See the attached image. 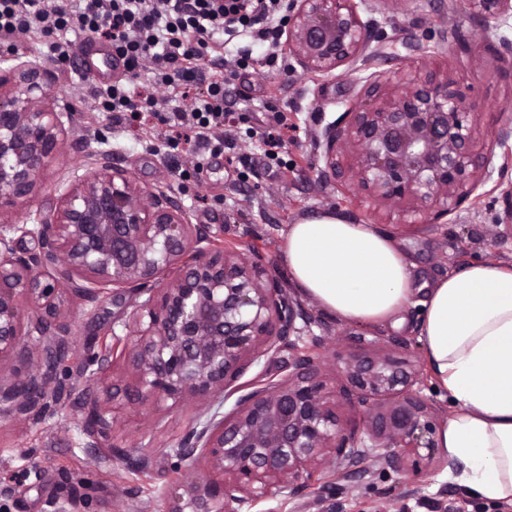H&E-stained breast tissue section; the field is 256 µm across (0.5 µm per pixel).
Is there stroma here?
<instances>
[{"mask_svg": "<svg viewBox=\"0 0 512 512\" xmlns=\"http://www.w3.org/2000/svg\"><path fill=\"white\" fill-rule=\"evenodd\" d=\"M434 11H414L411 0H400L393 10H384L379 0L360 7L363 20L387 34L372 42L374 58L357 62L351 71L321 78L307 74L290 55L279 67L268 66L265 48L253 47V64L229 86L226 95L239 113V141L243 162L227 158L212 161L204 177L176 179L175 168L192 169L196 156L190 148L172 152L160 140H148L110 112L91 109L90 92L95 85L116 79L117 71L87 69L79 51L81 36L67 33L72 46L67 61L49 66L57 79L54 95L61 111L74 115L87 148L68 147L45 172L29 204L30 210L52 215L58 198L74 171L90 168V151L96 150L93 135L104 130L114 165L131 168L137 184L145 189L170 190L191 214L195 224L208 226L219 242L235 241L241 250L256 248L264 266L290 288L284 262V232L288 225L333 211L355 224L375 225L392 237L415 263L420 281H434L482 260L512 263V229L501 224L504 205L495 181L479 189V196L459 208L450 224H405L396 210L360 197L352 205L340 199L333 181L322 178L323 151L317 135L328 125L340 123L356 102L361 78L375 71H394L426 58L423 30L463 35L468 48L454 57L458 78L474 83L483 107L474 120L482 131L475 146L477 159H490L492 167L503 162V148L495 142L502 107L512 104V78L502 76L500 64L486 49V41L501 36L512 39V17L483 30L465 10L463 0H437ZM288 113L295 125L281 156L287 170L268 164L265 146L247 136L249 128L272 125L276 112ZM311 316V335L322 345L321 377L328 387L343 383L344 375L334 362L335 351L364 350L374 345L389 350L392 340L408 344V356L424 383V395L433 399L438 422L450 413L432 381L423 347L418 339L419 308H410L399 325L370 328L356 322H341L323 314L310 300H302ZM122 305L105 303L97 309L77 308L72 327L71 350L82 358L90 342L119 320ZM197 410L186 402L169 409L161 422L148 420L122 406H115L112 439L130 451L144 450L152 456L151 476L142 479L128 472L124 461L97 454L89 448L82 428V414L73 401H64L46 411L15 418L0 414V474L15 473L9 496H0V512H44L49 499L73 502V512H160V495L170 479L169 450ZM268 512H512L507 505L489 504L471 497L466 489L448 479L447 467L429 463L421 475L412 477L378 465L361 477L334 480L331 487L300 498H276L266 504Z\"/></svg>", "mask_w": 512, "mask_h": 512, "instance_id": "1", "label": "stroma"}]
</instances>
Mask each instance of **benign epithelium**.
I'll use <instances>...</instances> for the list:
<instances>
[{
	"mask_svg": "<svg viewBox=\"0 0 512 512\" xmlns=\"http://www.w3.org/2000/svg\"><path fill=\"white\" fill-rule=\"evenodd\" d=\"M485 27L512 15V0H464ZM358 0H292L288 52L308 73L329 76L361 57L384 32L362 20ZM464 41L445 36L431 56L453 58ZM487 49L512 65V41ZM53 71L27 62L0 73V370L16 363L17 377L0 379V413L27 417L71 394L58 371H72L68 348L74 302L96 308L133 295L123 311V336L114 329L89 346L79 364L84 391L82 426L89 447L145 474L149 455L112 445L113 403L140 409L167 401L201 405L171 449L172 480L163 492L166 512H255L282 495H308L324 470L343 476L370 459L382 469L415 471L419 449L439 447L433 402L403 357L371 351L335 353L346 383L330 389L320 377L321 339L299 346L310 327L299 303L263 257L217 246L209 227L162 188L142 189L129 168L112 165L106 151L91 153L90 170L74 174L56 216L15 214L34 196L51 164L75 137L73 114L54 111ZM481 108L473 84L454 78L451 65L419 73L374 72L343 126L324 132V173L342 201L363 189L382 204H406L433 224L454 214L492 176L474 163L480 131L469 120ZM496 143L508 146L512 108L501 109ZM357 161L345 170L338 153ZM30 237L37 249L19 252ZM174 276H169V273ZM302 320L304 327L296 326ZM292 351L277 381L240 379L261 357ZM131 371L133 382L102 376ZM217 395L237 396L233 410L208 415ZM344 402L363 417L348 424L336 412ZM205 464L210 478L190 481ZM187 487V496L178 493Z\"/></svg>",
	"mask_w": 512,
	"mask_h": 512,
	"instance_id": "obj_1",
	"label": "benign epithelium"
}]
</instances>
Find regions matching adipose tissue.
<instances>
[{"label": "adipose tissue", "mask_w": 512, "mask_h": 512, "mask_svg": "<svg viewBox=\"0 0 512 512\" xmlns=\"http://www.w3.org/2000/svg\"><path fill=\"white\" fill-rule=\"evenodd\" d=\"M284 251L297 293L338 320L396 324L420 306L419 339L452 408L440 443L456 480L512 504V264L473 261L420 284L389 235L333 212L289 225Z\"/></svg>", "instance_id": "adipose-tissue-1"}]
</instances>
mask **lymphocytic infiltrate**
I'll list each match as a JSON object with an SVG mask.
<instances>
[{
	"instance_id": "obj_1",
	"label": "lymphocytic infiltrate",
	"mask_w": 512,
	"mask_h": 512,
	"mask_svg": "<svg viewBox=\"0 0 512 512\" xmlns=\"http://www.w3.org/2000/svg\"><path fill=\"white\" fill-rule=\"evenodd\" d=\"M287 9L288 0H226L220 12L209 0H73L68 7L52 0H0V40L45 37L47 56L62 61L70 46L57 41V33L104 36L125 74L94 90L93 110L129 122L150 112L167 127L170 148L186 139L200 152L233 155L239 135L225 89L249 67L252 51L245 46L226 58L216 36L264 42L269 62H277ZM134 79L171 91L185 106L142 95L131 89Z\"/></svg>"
}]
</instances>
